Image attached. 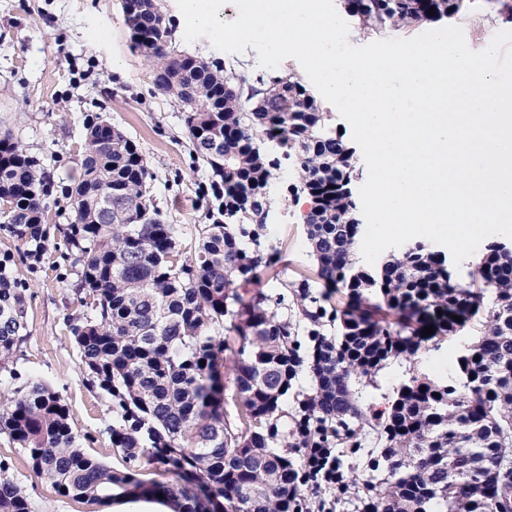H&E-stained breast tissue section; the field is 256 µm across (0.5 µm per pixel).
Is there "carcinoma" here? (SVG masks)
I'll return each instance as SVG.
<instances>
[{
    "mask_svg": "<svg viewBox=\"0 0 512 512\" xmlns=\"http://www.w3.org/2000/svg\"><path fill=\"white\" fill-rule=\"evenodd\" d=\"M340 2L371 35L451 18L469 0ZM130 35L153 63L156 90L184 109L198 162L224 187V207L195 225L186 251L176 225L147 198L151 173L138 145L87 115L80 168L66 188L74 221L51 226L39 162L1 136L0 231L17 252L0 253V375L17 376L28 331L26 286L10 265L16 256L39 262L59 238L77 276L80 312L68 327L89 385L112 401L110 440L125 465L114 469L85 452L90 435L38 381L0 415V431L37 477L82 503L160 493L175 512H292L300 449L359 448L372 425L379 448L368 463L362 512H512V254L486 246L467 283L420 240L373 265L359 263L361 203L350 185L363 168L301 75L171 53L174 32L157 0L138 3ZM275 141L293 159V197L310 201L301 219L323 292L307 279L283 280V291L246 299L239 288L282 259L262 241L281 169L267 149ZM336 293L345 297L341 307L331 304ZM372 297L397 322L362 311ZM290 303L302 331L280 313ZM429 325L436 336L468 329L474 339L448 377L414 372L387 416L368 414L356 383L415 355ZM226 331L238 344L229 374ZM304 369L315 377L309 392L295 389ZM143 463L169 480L143 479ZM473 469L488 477L485 485L465 479ZM0 512H31L6 477Z\"/></svg>",
    "mask_w": 512,
    "mask_h": 512,
    "instance_id": "cac0c4a2",
    "label": "carcinoma"
}]
</instances>
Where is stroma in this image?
Returning a JSON list of instances; mask_svg holds the SVG:
<instances>
[{
  "mask_svg": "<svg viewBox=\"0 0 512 512\" xmlns=\"http://www.w3.org/2000/svg\"><path fill=\"white\" fill-rule=\"evenodd\" d=\"M451 22L476 51L484 49L488 35L512 31V19L503 18L488 0H474ZM88 115L100 116L136 142L154 176L148 192L152 205L182 230L183 244H190L195 225L207 221L212 176L194 158L180 105L156 92L150 64L132 50L120 0H0V133L10 132L49 178L48 223L68 224L74 218L64 188L80 160ZM273 185L265 244L281 251L283 260L258 284L268 292L287 279L313 278L315 270L285 178L277 177ZM12 275L28 286V338L17 363L21 379L0 377V412L14 406L27 382H43L59 394L78 429L92 435L86 452L122 468L108 433L112 402L89 385L66 323L78 312L75 274L52 250L36 265L16 262ZM471 340L464 333L426 342L416 356L420 372L446 377L458 349ZM408 377L407 363L388 364L374 384L359 385L361 406L386 407ZM0 473L25 490L33 512H113L57 495L3 432Z\"/></svg>",
  "mask_w": 512,
  "mask_h": 512,
  "instance_id": "obj_1",
  "label": "stroma"
}]
</instances>
